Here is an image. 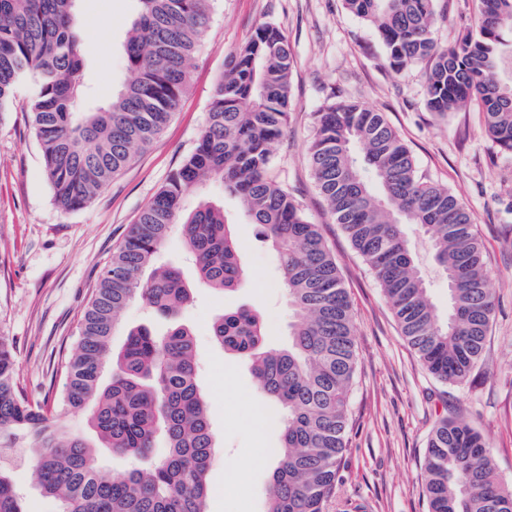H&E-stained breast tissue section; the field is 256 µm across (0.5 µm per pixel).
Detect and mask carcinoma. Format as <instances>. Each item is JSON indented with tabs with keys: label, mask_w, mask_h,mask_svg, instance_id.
<instances>
[{
	"label": "carcinoma",
	"mask_w": 512,
	"mask_h": 512,
	"mask_svg": "<svg viewBox=\"0 0 512 512\" xmlns=\"http://www.w3.org/2000/svg\"><path fill=\"white\" fill-rule=\"evenodd\" d=\"M78 0H0V118L24 76L35 83L30 117L44 173L64 210L85 207L139 154L177 111L187 61L209 19V0H140L124 43L131 78L112 101L83 109ZM373 25L389 64L417 65L426 106L445 115L474 104L487 134L512 154V0H481L474 30L452 48L438 45L436 0H343ZM292 55L288 38L264 24L227 62L194 151L173 170L103 267L80 315L53 405L30 400L15 382L10 344L0 338V448L28 438L41 491L61 512H207V476L216 448L211 402L199 384L192 330L175 319L191 299L175 267L155 266L176 230L198 284L220 293L245 278L224 206L185 198L207 179L224 184L259 237L277 254L293 315L288 345H267L259 313L226 311L211 326L215 343L250 363L260 389L283 414L266 512H326L350 448V396L358 363L352 305L338 266L300 203L270 177L272 145L288 121ZM310 147L314 180L336 223L374 271L402 335L442 382L461 383L482 356L494 313L473 215L447 189L418 177L414 156L383 113L332 103L316 113ZM428 237L448 288V314L431 304L406 226ZM152 269L149 280L141 278ZM140 299L171 318L157 334L111 338L126 306ZM112 381L101 385L106 368ZM65 411H85L97 444L60 434ZM128 457L121 479L103 475L94 448ZM424 492L429 512H512L484 436L440 420L428 439ZM0 512H25L8 469L0 467Z\"/></svg>",
	"instance_id": "1"
}]
</instances>
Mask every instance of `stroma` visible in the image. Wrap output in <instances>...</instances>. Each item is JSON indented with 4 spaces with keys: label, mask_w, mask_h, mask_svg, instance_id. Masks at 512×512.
<instances>
[{
    "label": "stroma",
    "mask_w": 512,
    "mask_h": 512,
    "mask_svg": "<svg viewBox=\"0 0 512 512\" xmlns=\"http://www.w3.org/2000/svg\"><path fill=\"white\" fill-rule=\"evenodd\" d=\"M85 110L105 105L126 82L123 44L138 0H80ZM480 0H437L439 44L452 46L472 28ZM111 25H103V18ZM272 24L293 55L292 108L275 143L272 174L321 227L349 294L358 365L350 399L351 444L326 512H428L423 472L428 436L448 417L486 438L496 471L512 486V155L501 152L471 109L438 116L425 105L420 67L393 69L377 30L349 14L342 0H211L205 34L191 55L180 107L150 148L84 208H59L43 173L30 122L32 80H22L10 112L0 118V337L12 346L16 382L25 395L55 397L57 371L99 271L130 224L191 153L204 128L226 58L257 27ZM354 101L384 113L411 149L419 175L466 205L482 246L495 298L483 355L462 383H444L423 367L402 336L375 276L352 247L319 193L310 167L315 114ZM223 204L241 246L248 276L223 297L194 286L181 322L192 327L211 400L216 437L208 512H266L280 409L255 385L248 363L220 350L210 332L224 309L248 304L261 312L271 346L287 344L292 315L273 248L260 241L238 201L216 182L189 195ZM24 449L14 451L11 477L26 512H61L35 480Z\"/></svg>",
    "instance_id": "stroma-1"
}]
</instances>
